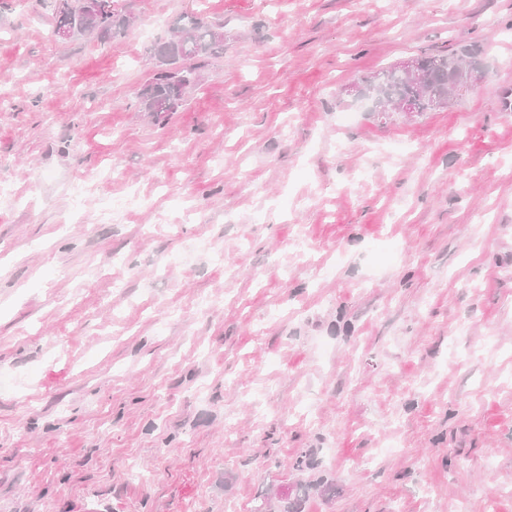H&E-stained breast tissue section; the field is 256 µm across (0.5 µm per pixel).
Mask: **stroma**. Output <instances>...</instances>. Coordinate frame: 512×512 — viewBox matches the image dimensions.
<instances>
[{
    "label": "stroma",
    "instance_id": "35a3bbf8",
    "mask_svg": "<svg viewBox=\"0 0 512 512\" xmlns=\"http://www.w3.org/2000/svg\"><path fill=\"white\" fill-rule=\"evenodd\" d=\"M113 2L0 0V512H512V0ZM184 13L224 55L157 120ZM462 47L442 110L346 92ZM83 0H61L55 7L53 16V30L61 21L68 19L74 29V37L69 41L94 37L105 41L125 36L130 31V13L112 9L109 15L98 16L88 21L84 15Z\"/></svg>",
    "mask_w": 512,
    "mask_h": 512
}]
</instances>
